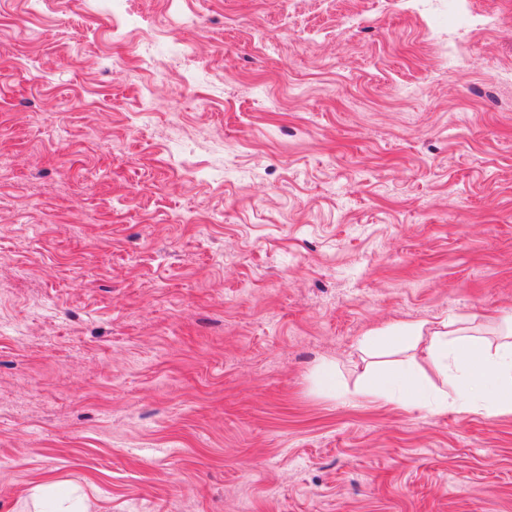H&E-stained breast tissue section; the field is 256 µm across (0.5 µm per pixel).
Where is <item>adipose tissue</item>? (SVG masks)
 <instances>
[{
	"label": "adipose tissue",
	"mask_w": 512,
	"mask_h": 512,
	"mask_svg": "<svg viewBox=\"0 0 512 512\" xmlns=\"http://www.w3.org/2000/svg\"><path fill=\"white\" fill-rule=\"evenodd\" d=\"M361 345L377 355L402 346L424 348L461 409L512 413L511 327L504 329L499 341L484 343L475 340L469 327L455 318L414 322L371 332L363 337ZM362 392L387 400L399 394L412 408L426 405L417 376L409 366L395 378L366 375Z\"/></svg>",
	"instance_id": "ef3b65f1"
}]
</instances>
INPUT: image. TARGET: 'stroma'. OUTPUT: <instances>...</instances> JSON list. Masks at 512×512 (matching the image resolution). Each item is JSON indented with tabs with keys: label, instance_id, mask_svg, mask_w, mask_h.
I'll list each match as a JSON object with an SVG mask.
<instances>
[{
	"label": "stroma",
	"instance_id": "stroma-1",
	"mask_svg": "<svg viewBox=\"0 0 512 512\" xmlns=\"http://www.w3.org/2000/svg\"><path fill=\"white\" fill-rule=\"evenodd\" d=\"M470 7L0 0V512H512V413L357 392L369 331L512 316ZM315 382L319 389L326 394L336 395L341 391L336 377L335 364L330 361L323 360L319 363L315 371Z\"/></svg>",
	"mask_w": 512,
	"mask_h": 512
}]
</instances>
